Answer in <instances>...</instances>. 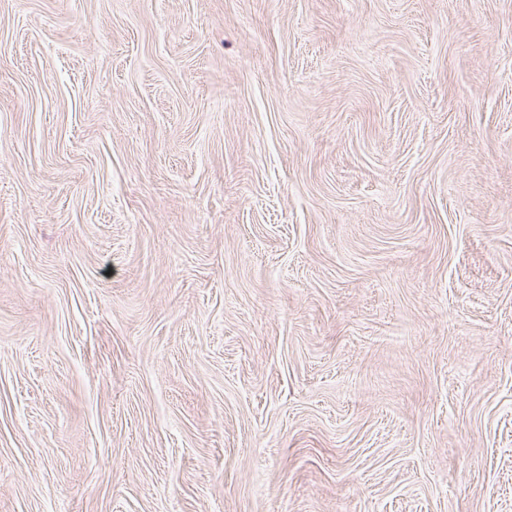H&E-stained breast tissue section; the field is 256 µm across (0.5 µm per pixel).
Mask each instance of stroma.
I'll list each match as a JSON object with an SVG mask.
<instances>
[{
  "instance_id": "obj_1",
  "label": "stroma",
  "mask_w": 512,
  "mask_h": 512,
  "mask_svg": "<svg viewBox=\"0 0 512 512\" xmlns=\"http://www.w3.org/2000/svg\"><path fill=\"white\" fill-rule=\"evenodd\" d=\"M0 512H512V0H0Z\"/></svg>"
}]
</instances>
